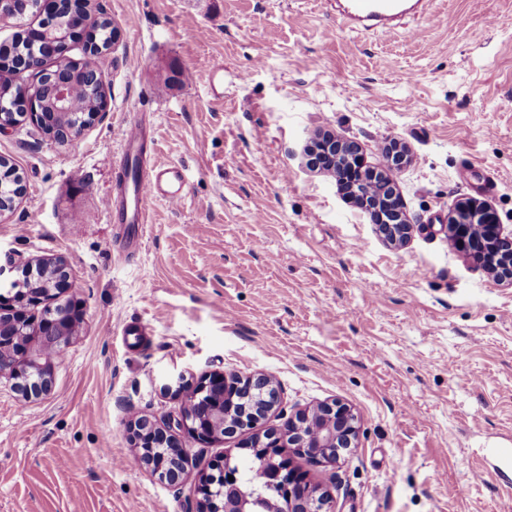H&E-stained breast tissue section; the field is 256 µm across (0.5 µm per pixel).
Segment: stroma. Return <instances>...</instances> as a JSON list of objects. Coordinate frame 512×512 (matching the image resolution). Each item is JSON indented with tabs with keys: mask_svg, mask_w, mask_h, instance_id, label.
I'll list each match as a JSON object with an SVG mask.
<instances>
[{
	"mask_svg": "<svg viewBox=\"0 0 512 512\" xmlns=\"http://www.w3.org/2000/svg\"><path fill=\"white\" fill-rule=\"evenodd\" d=\"M435 23L340 30L327 0H95L118 40L69 56L105 77L106 110L65 145L33 123L0 134L26 193L0 215V268L63 258L84 307L36 398L0 378V512H186L200 445L160 480L129 434L178 414L165 375H269L282 415L337 400L352 456L295 467L336 512H512V287L448 246L459 203L512 228V0H431ZM182 169L179 205L151 201L144 238L109 219L123 134ZM365 166L392 142L414 229L387 245L334 178L305 165L317 132ZM139 324L138 345L123 329Z\"/></svg>",
	"mask_w": 512,
	"mask_h": 512,
	"instance_id": "obj_1",
	"label": "stroma"
}]
</instances>
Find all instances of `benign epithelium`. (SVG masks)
Masks as SVG:
<instances>
[{
	"mask_svg": "<svg viewBox=\"0 0 512 512\" xmlns=\"http://www.w3.org/2000/svg\"><path fill=\"white\" fill-rule=\"evenodd\" d=\"M59 0H0V16L18 18L27 13L54 14ZM84 40L86 49L97 43L93 29L78 26L58 42L51 43L48 56L54 59V69L45 68V57L28 66L39 73L36 83L16 87L10 106L0 103V133L16 126L22 118L47 128L43 108L52 100L59 109L68 103L70 84L68 75L73 61L67 56L69 42ZM316 153L326 165V172L336 173L340 157H350L358 146L335 135L324 136L313 144ZM351 188L363 196L364 213L371 205V190L361 189L366 176L362 171L348 169ZM388 210L387 223L378 225L382 238L391 245L403 243L411 234L412 225L403 214L401 205L392 195L384 198ZM448 239L458 242L463 251H473L487 272L497 281L512 286V232L504 231L496 215L487 207L472 205L466 208V217H456L448 225ZM39 277L45 279L41 287L33 286L32 272H26L23 281L30 284L18 296L0 294V377L13 380L15 389L26 396H40L48 392L50 377L45 368L35 371L36 364L25 361V329L35 330L42 338V355L59 354L75 335L82 318V305L75 299L60 302L61 309H50L38 322L29 319L21 303L41 304L54 296L67 274L60 258L42 264ZM164 388L172 394L185 396V406L215 392L232 393L244 408L238 412L224 411L217 405L206 415L196 417L186 412L168 417L158 425L146 418L134 423L132 435L138 445L141 459L159 478L171 483L182 480L188 460L187 449L179 440L188 435L200 444H211L237 432H250L242 447L257 454L256 462L266 470V486L261 492L247 489L238 468L229 458L217 460L210 471L200 476L193 496L189 499L191 512H335L333 499L319 485L309 483L297 472L291 461L280 454V448H290L293 456L310 463L334 462L348 455L355 447L358 418L350 407L339 401L320 404L312 409L298 411L288 417L279 430L257 433L271 412L281 404L280 390L273 379L260 372L245 377H228L216 372L197 382L189 380L183 371L167 375ZM233 479H228V476Z\"/></svg>",
	"mask_w": 512,
	"mask_h": 512,
	"instance_id": "obj_1",
	"label": "benign epithelium"
}]
</instances>
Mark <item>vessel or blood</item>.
Here are the masks:
<instances>
[{"instance_id":"b4317fda","label":"vessel or blood","mask_w":512,"mask_h":512,"mask_svg":"<svg viewBox=\"0 0 512 512\" xmlns=\"http://www.w3.org/2000/svg\"><path fill=\"white\" fill-rule=\"evenodd\" d=\"M429 0H329L341 28L375 30L390 33L411 22L422 23L430 18ZM146 128L134 123L124 132V156L138 161L140 177L126 183L121 204L106 200L107 210L116 211L127 224H145L148 204L161 198L170 204H180L184 197V181L180 170L173 165L149 163L144 151Z\"/></svg>"}]
</instances>
